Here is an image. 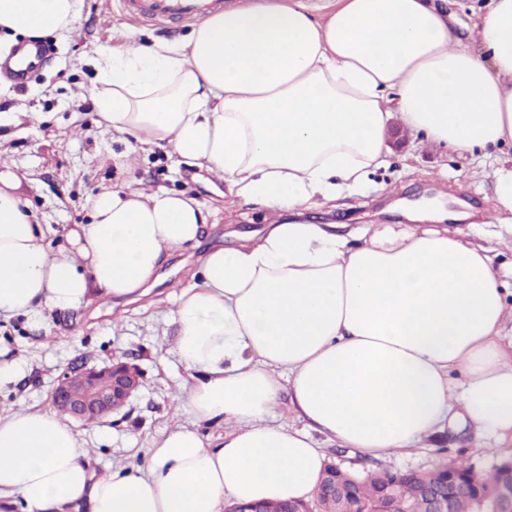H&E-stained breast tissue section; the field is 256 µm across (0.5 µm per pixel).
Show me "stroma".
<instances>
[{
  "instance_id": "stroma-1",
  "label": "stroma",
  "mask_w": 512,
  "mask_h": 512,
  "mask_svg": "<svg viewBox=\"0 0 512 512\" xmlns=\"http://www.w3.org/2000/svg\"><path fill=\"white\" fill-rule=\"evenodd\" d=\"M192 28V22L181 19L136 20L126 14L121 0H85L69 34L47 35L55 53L26 89L0 83V171L20 178L21 192L43 224L50 248L66 245L67 231L88 223L89 199L104 186L164 187L195 197L207 216L199 245L171 256L160 284L137 301H98L44 310L32 318L0 319V344L24 362L20 376L0 386V410H52L50 393L76 362L101 366L120 360L138 368L140 386L123 410L95 424H72L98 470L145 466L155 439L175 424H190L178 400L187 373L176 357L164 366L158 362L176 334L169 312L181 292L195 285L194 273L210 248L236 246L262 233L271 221L270 209L225 205L223 181L207 177L172 147L131 152L129 143L100 126L86 94L96 82V71L85 60L94 48L184 40ZM392 128L399 144L389 166L369 174L361 194L305 211V218L351 227L453 224L468 227L472 239L481 240L496 221L494 172L512 158V146L489 157L471 155L428 143L401 123ZM317 443L327 462L357 475L427 470L445 458L463 460L481 473L512 458L511 444L491 451L476 447L467 428L379 459L364 458L334 440L321 437Z\"/></svg>"
}]
</instances>
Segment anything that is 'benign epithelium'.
I'll list each match as a JSON object with an SVG mask.
<instances>
[{
    "mask_svg": "<svg viewBox=\"0 0 512 512\" xmlns=\"http://www.w3.org/2000/svg\"><path fill=\"white\" fill-rule=\"evenodd\" d=\"M139 371L126 363L102 368L85 364L68 368L53 391L54 404L78 420H102L120 412L139 387ZM491 512H512V471L509 485Z\"/></svg>",
    "mask_w": 512,
    "mask_h": 512,
    "instance_id": "obj_1",
    "label": "benign epithelium"
}]
</instances>
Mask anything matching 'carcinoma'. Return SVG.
Wrapping results in <instances>:
<instances>
[{
  "label": "carcinoma",
  "instance_id": "obj_1",
  "mask_svg": "<svg viewBox=\"0 0 512 512\" xmlns=\"http://www.w3.org/2000/svg\"><path fill=\"white\" fill-rule=\"evenodd\" d=\"M460 481H446L448 471ZM507 481L502 464L483 473L471 465L451 460L428 472H371L364 477L347 474L339 477L333 466L324 469L316 499L321 512H419L425 492L448 499L454 512H479L478 496L493 495Z\"/></svg>",
  "mask_w": 512,
  "mask_h": 512
}]
</instances>
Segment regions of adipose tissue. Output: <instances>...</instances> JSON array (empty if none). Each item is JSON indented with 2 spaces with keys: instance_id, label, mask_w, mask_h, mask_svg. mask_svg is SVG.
Returning <instances> with one entry per match:
<instances>
[{
  "instance_id": "ef3b65f1",
  "label": "adipose tissue",
  "mask_w": 512,
  "mask_h": 512,
  "mask_svg": "<svg viewBox=\"0 0 512 512\" xmlns=\"http://www.w3.org/2000/svg\"><path fill=\"white\" fill-rule=\"evenodd\" d=\"M84 7L0 0V34H62ZM453 22L435 0H247L183 42L95 50L105 127L171 146L233 202L294 217L209 251L170 312L193 425L155 441L146 467L98 472L65 418L0 412V500L25 512H223L228 500L306 499L324 468L317 433L374 457L460 425L481 448L512 441V305L493 270L512 228L483 245L457 227L344 234L299 218L386 165L393 119L458 151L512 143V0H491L472 44ZM20 186L0 172L4 318L138 299L206 222L194 198L105 187L70 248L53 252ZM285 387L303 428L273 419Z\"/></svg>"
}]
</instances>
